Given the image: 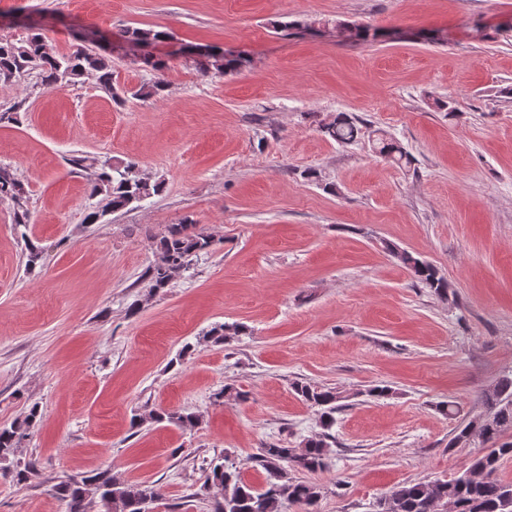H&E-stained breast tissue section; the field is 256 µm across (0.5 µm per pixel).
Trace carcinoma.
<instances>
[{
    "label": "carcinoma",
    "mask_w": 512,
    "mask_h": 512,
    "mask_svg": "<svg viewBox=\"0 0 512 512\" xmlns=\"http://www.w3.org/2000/svg\"><path fill=\"white\" fill-rule=\"evenodd\" d=\"M169 38L164 30L128 27L118 35V43L131 49H144ZM76 45L68 53L50 51L44 28L30 26L27 36L20 40L0 38V81L8 82L17 76L37 72L41 86L63 88L91 74L112 99L123 102L127 97L148 98L160 95L165 86L161 81L142 85L137 89H117L112 72V37L104 35L96 26L86 25L74 34ZM205 59L201 70L219 74L233 72L245 63L239 55L226 54L214 49L198 50ZM324 136L340 143L356 142L362 132L360 121L338 112L333 120L320 123ZM380 156L401 165L409 163L407 152L393 138L381 134L373 140ZM163 182L150 180L139 173L133 161L106 159L96 167L89 195L100 198V206L89 212L86 222L96 224L110 212L127 209L135 203L159 194ZM0 198H9L16 204L14 223L29 224V211L25 204V190L15 175L0 168ZM213 238L195 231L189 219L168 225L154 238L156 259L145 273L144 280L152 294L169 287L181 272L190 267L194 258L208 250ZM384 248L412 275L415 282L429 289L442 300L448 299V280L432 264L412 252L384 244ZM25 267L29 271L41 265L43 247L26 239ZM245 334L244 326L224 323L212 328L201 341L211 345H224ZM294 392L320 416L323 432L288 448L265 443L257 454L259 465L266 471V483L256 488L240 476L239 467L223 460L210 463L206 481L195 496L208 497L218 490L212 512H281L285 504H296L302 512H318L320 487L290 475V472H315L328 467L334 453L332 428L336 413L343 404V395L334 387H325L306 381H295ZM492 423L476 434L483 451L477 454L470 468L488 471L489 478H471L467 481L437 479L428 483H404L393 487L384 499V512H448L453 503L457 512H512V481L498 475L499 461L512 455V441H502V433L512 429V375L501 378L484 392ZM40 421L38 405L30 407L21 419L8 426H0V475L9 477L16 485H24L38 475L37 462L18 457L23 443L32 436ZM168 422L184 430H194L201 424L200 415L188 411H157L140 414L134 425ZM53 497L66 505V512H147L149 504L157 498L154 488L138 482L123 480L112 474V469H97L81 477L67 476L51 485Z\"/></svg>",
    "instance_id": "carcinoma-1"
}]
</instances>
